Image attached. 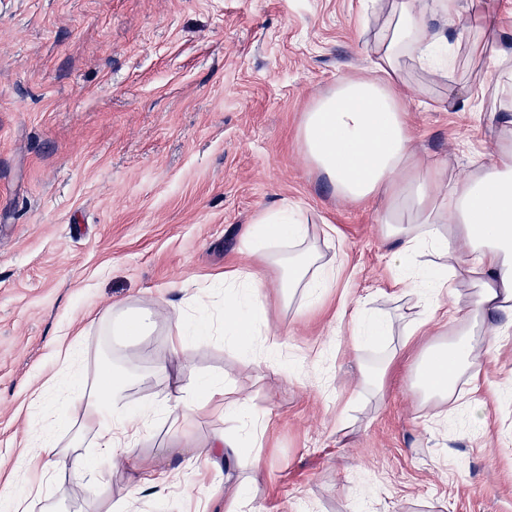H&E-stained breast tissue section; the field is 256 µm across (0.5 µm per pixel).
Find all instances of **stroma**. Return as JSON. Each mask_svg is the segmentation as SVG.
I'll use <instances>...</instances> for the list:
<instances>
[{"mask_svg":"<svg viewBox=\"0 0 512 512\" xmlns=\"http://www.w3.org/2000/svg\"><path fill=\"white\" fill-rule=\"evenodd\" d=\"M378 27L368 0H0V493L49 512L28 451L48 426L72 437L49 402L73 370L137 354L131 415L166 390L153 365L167 326L117 344L101 315L123 302L180 310L190 326L214 320L225 272L257 266L254 219L286 204L340 261L333 288L287 299L276 269L260 268L279 351L212 334L190 336L187 352L200 376L267 416L257 460L188 468L214 433L249 425L218 409L165 417L119 463L84 439L82 461L106 480L60 512H225L222 487L238 481L260 512H512L505 315L476 332L488 352L478 379L457 383L466 403L482 401L480 426L465 406L415 392L411 364L451 342L453 324L404 338L414 299L393 284L378 204L341 203L303 152V113L366 66ZM509 47L512 29L462 44L444 83L407 67L412 133L447 177L490 152L477 120L505 112L489 72ZM452 84L470 109L449 101ZM188 284L207 292L193 298ZM344 305L385 318L392 335L354 336ZM386 361L382 388L358 385L360 368ZM146 459L171 472L168 496L137 488Z\"/></svg>","mask_w":512,"mask_h":512,"instance_id":"obj_1","label":"stroma"}]
</instances>
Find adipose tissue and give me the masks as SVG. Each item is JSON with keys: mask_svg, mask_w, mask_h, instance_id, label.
I'll return each mask as SVG.
<instances>
[{"mask_svg": "<svg viewBox=\"0 0 512 512\" xmlns=\"http://www.w3.org/2000/svg\"><path fill=\"white\" fill-rule=\"evenodd\" d=\"M381 33L367 73L344 77L311 103L303 114L300 138L311 165L326 177L337 199L355 205H380L387 240L395 242L392 260L401 284L419 297L421 310L405 326L407 335L446 312L457 325V339L447 347L427 348L416 367V383L440 399H456V381L478 372L484 353L472 336L475 327L493 315L512 312V125L487 122L493 146L488 163L449 180L426 161L413 138L404 104L407 81L404 61L425 65L433 76H445V53L470 40L478 24L502 25L491 8L476 11L474 0H387L381 8ZM437 19L458 27L456 41L431 28ZM305 215L290 206L263 213L249 247L260 265L277 268L280 286L309 299L331 288L337 268L308 247ZM438 256L440 265L426 280L410 275L420 257ZM472 293L466 307H444L443 299L457 284ZM262 280L257 271L235 270L224 277V303L235 314L214 325L215 333L241 342L264 321L259 301ZM169 359L156 369L176 367L170 387L137 417L126 413L133 383L125 374L102 368L81 378L62 394L59 403L79 430L92 433L100 453L116 460L127 454L144 430L163 413L184 414L217 404L247 414L239 391L219 379H204L184 361L187 332H169ZM74 462L69 486L56 487L60 498L72 499L101 483L103 475L79 468L75 447L60 446L44 432L30 453L32 462Z\"/></svg>", "mask_w": 512, "mask_h": 512, "instance_id": "adipose-tissue-1", "label": "adipose tissue"}]
</instances>
